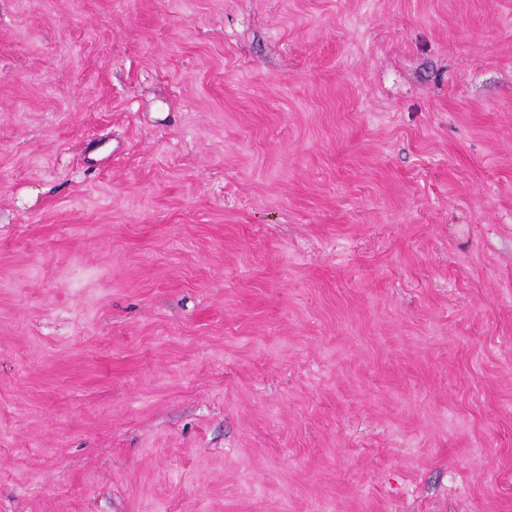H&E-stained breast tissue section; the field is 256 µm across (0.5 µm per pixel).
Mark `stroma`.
<instances>
[{
  "label": "stroma",
  "mask_w": 512,
  "mask_h": 512,
  "mask_svg": "<svg viewBox=\"0 0 512 512\" xmlns=\"http://www.w3.org/2000/svg\"><path fill=\"white\" fill-rule=\"evenodd\" d=\"M0 512H512V0H0Z\"/></svg>",
  "instance_id": "35a3bbf8"
}]
</instances>
